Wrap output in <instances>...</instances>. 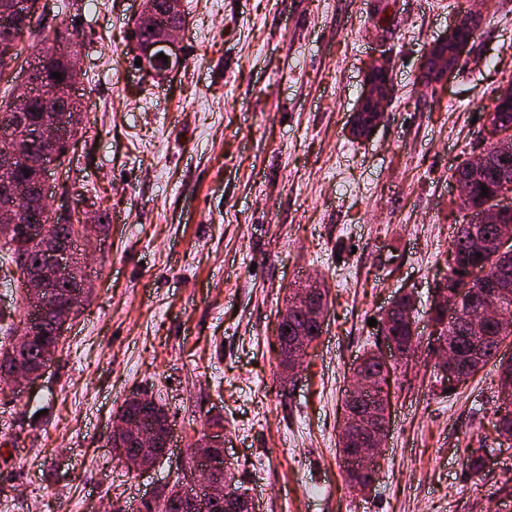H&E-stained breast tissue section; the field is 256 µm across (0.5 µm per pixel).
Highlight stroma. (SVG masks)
<instances>
[{"instance_id": "35a3bbf8", "label": "stroma", "mask_w": 512, "mask_h": 512, "mask_svg": "<svg viewBox=\"0 0 512 512\" xmlns=\"http://www.w3.org/2000/svg\"><path fill=\"white\" fill-rule=\"evenodd\" d=\"M143 0H41L87 41L74 149L51 166L56 208L103 213L94 291L49 373L0 395V512H140L183 477L202 433L261 512H512V450L462 464L492 432L498 365L444 394L435 356L395 370L376 480L345 483L342 399L381 318L412 292L419 334L464 212L453 177L512 82V0H183L177 68L150 76L126 34ZM483 16L459 68L419 84L435 41ZM391 61L375 132L350 122L367 68ZM329 289L321 335L282 381L279 315L296 282ZM145 392L168 411L165 458L113 461L114 414Z\"/></svg>"}]
</instances>
